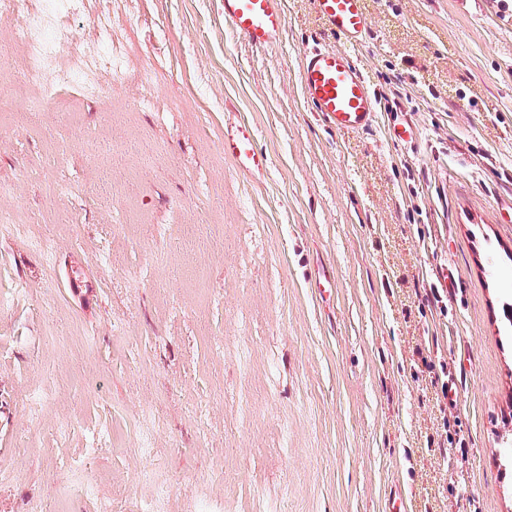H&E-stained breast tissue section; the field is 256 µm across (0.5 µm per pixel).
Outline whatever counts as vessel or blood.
<instances>
[{
	"instance_id": "b4317fda",
	"label": "vessel or blood",
	"mask_w": 512,
	"mask_h": 512,
	"mask_svg": "<svg viewBox=\"0 0 512 512\" xmlns=\"http://www.w3.org/2000/svg\"><path fill=\"white\" fill-rule=\"evenodd\" d=\"M316 11L338 45L308 48L300 66L304 96L318 117L336 132L354 134L369 130L381 116L380 101L365 72L350 54L351 47L366 41L372 20L365 0H315ZM224 22L249 44L266 49L281 43L287 26L283 0H224ZM391 140L417 147V129L411 124L389 121ZM224 152L240 169L259 170L267 158L253 146V133L237 127L224 133Z\"/></svg>"
}]
</instances>
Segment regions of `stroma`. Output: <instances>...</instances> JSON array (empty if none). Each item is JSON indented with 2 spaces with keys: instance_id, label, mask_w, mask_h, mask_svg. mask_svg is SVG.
<instances>
[{
  "instance_id": "stroma-1",
  "label": "stroma",
  "mask_w": 512,
  "mask_h": 512,
  "mask_svg": "<svg viewBox=\"0 0 512 512\" xmlns=\"http://www.w3.org/2000/svg\"><path fill=\"white\" fill-rule=\"evenodd\" d=\"M366 7L352 56L418 149L304 101L305 49L335 42L313 0L267 50L223 0L66 15L118 50L109 97L0 115V461L25 454L0 512H512V26ZM253 132L237 127L224 132V153L233 157L243 171L260 170L267 165V158L257 153L253 146Z\"/></svg>"
}]
</instances>
